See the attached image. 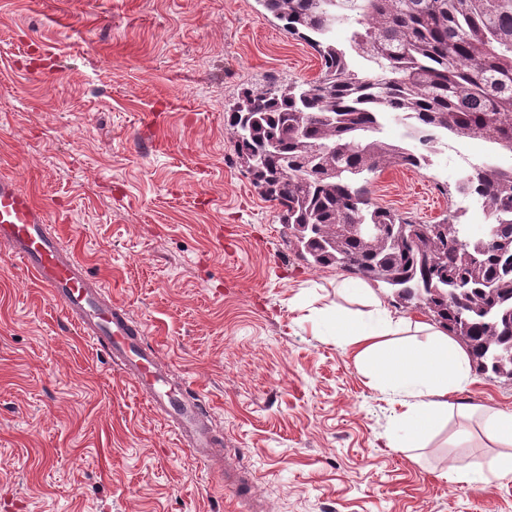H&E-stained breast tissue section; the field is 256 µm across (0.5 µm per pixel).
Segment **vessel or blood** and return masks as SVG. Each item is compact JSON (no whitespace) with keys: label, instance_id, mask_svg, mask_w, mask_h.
Instances as JSON below:
<instances>
[{"label":"vessel or blood","instance_id":"obj_1","mask_svg":"<svg viewBox=\"0 0 512 512\" xmlns=\"http://www.w3.org/2000/svg\"><path fill=\"white\" fill-rule=\"evenodd\" d=\"M0 247L63 305L83 336L137 380L140 393L186 450L214 461L222 458L223 443L209 427L206 404L168 390V370L156 349L146 345L143 327L130 320L124 307L49 230L45 210L18 188L16 177L5 174H0Z\"/></svg>","mask_w":512,"mask_h":512}]
</instances>
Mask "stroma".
I'll use <instances>...</instances> for the list:
<instances>
[{"label": "stroma", "instance_id": "obj_1", "mask_svg": "<svg viewBox=\"0 0 512 512\" xmlns=\"http://www.w3.org/2000/svg\"><path fill=\"white\" fill-rule=\"evenodd\" d=\"M322 69L261 0H0V173L144 325L171 384L208 400L248 480L242 499L218 486L0 249V512H512V480L443 478L499 455L457 408L512 412V381L474 373L422 447L388 448L399 402L309 321L357 310L346 272L297 257L236 161L242 93ZM456 164L387 167L371 197L442 222Z\"/></svg>", "mask_w": 512, "mask_h": 512}]
</instances>
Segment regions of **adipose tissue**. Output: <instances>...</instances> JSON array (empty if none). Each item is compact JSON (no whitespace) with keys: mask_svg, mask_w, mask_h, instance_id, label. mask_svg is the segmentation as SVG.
Wrapping results in <instances>:
<instances>
[{"mask_svg":"<svg viewBox=\"0 0 512 512\" xmlns=\"http://www.w3.org/2000/svg\"><path fill=\"white\" fill-rule=\"evenodd\" d=\"M339 289L361 299L363 309L337 316L336 343L353 348L356 367L376 390L405 398L387 435L388 447H416L447 416L449 395L472 383L469 357L446 331L394 316L365 282L344 281ZM484 434L501 454L484 465L451 470L449 480L473 485L512 478V413L486 412Z\"/></svg>","mask_w":512,"mask_h":512,"instance_id":"1","label":"adipose tissue"}]
</instances>
